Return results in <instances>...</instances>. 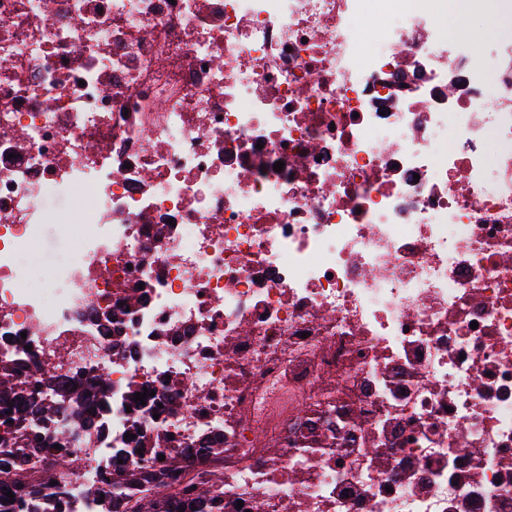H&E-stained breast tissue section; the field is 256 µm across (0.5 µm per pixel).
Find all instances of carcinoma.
I'll use <instances>...</instances> for the list:
<instances>
[{"label": "carcinoma", "instance_id": "obj_1", "mask_svg": "<svg viewBox=\"0 0 512 512\" xmlns=\"http://www.w3.org/2000/svg\"><path fill=\"white\" fill-rule=\"evenodd\" d=\"M42 383L55 392L49 401L37 396V386L25 377L19 364H0V450L15 455L28 463V467L0 466V494L7 489L21 500L38 493L42 483L52 481L61 474L74 475L80 460L63 455L29 431L25 423L37 421L61 407H68L77 417L91 410L108 386L107 374L93 375L85 384L62 386L51 376H43ZM146 467L132 470L118 482L108 478L105 494L112 500L110 512H162L173 504L169 512H212L221 504L220 487L224 485V467L217 460L210 470L192 477L185 476L180 455L170 450L162 461V472L149 471L158 462L154 448H138Z\"/></svg>", "mask_w": 512, "mask_h": 512}]
</instances>
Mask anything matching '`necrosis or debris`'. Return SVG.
<instances>
[{
  "label": "necrosis or debris",
  "instance_id": "obj_1",
  "mask_svg": "<svg viewBox=\"0 0 512 512\" xmlns=\"http://www.w3.org/2000/svg\"><path fill=\"white\" fill-rule=\"evenodd\" d=\"M447 17L0 0V362L109 379L39 421L86 464L25 512H101L137 430L223 435L224 512H512V31ZM59 224H45L42 229V241L32 259V283L38 286L46 280L59 264L71 260L76 254L74 235L81 226H73L75 231L69 234L60 231Z\"/></svg>",
  "mask_w": 512,
  "mask_h": 512
}]
</instances>
